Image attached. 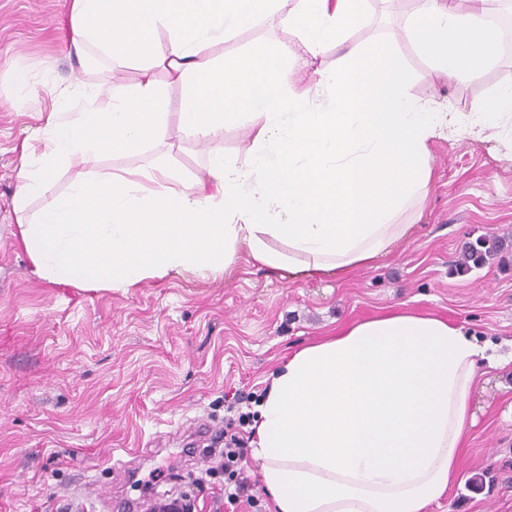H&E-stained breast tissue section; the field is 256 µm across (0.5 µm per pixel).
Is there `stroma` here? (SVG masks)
I'll list each match as a JSON object with an SVG mask.
<instances>
[{"label": "stroma", "mask_w": 512, "mask_h": 512, "mask_svg": "<svg viewBox=\"0 0 512 512\" xmlns=\"http://www.w3.org/2000/svg\"><path fill=\"white\" fill-rule=\"evenodd\" d=\"M70 0H0V512H71L79 484L106 488L112 463L136 452L138 473L163 468L164 488L187 490L165 464L198 447L183 424L225 428L227 396L258 405L265 379L288 353L340 325L395 308L433 311L512 352V120L479 139L443 136L430 145L433 176L410 236L370 264L339 277L293 275L239 251L227 273L180 275L128 290H94L38 275L13 208L23 149L41 148L54 105L80 111L82 88L135 82L141 64L69 53ZM354 42L385 40L401 52L408 91L438 107L472 103L512 85V56L478 79L439 83L402 31L399 7L364 0ZM295 30L258 25L206 48L234 70L248 48L294 39ZM26 73L19 89L16 73ZM173 105L167 135L136 154L60 166L28 208L35 216L70 185L164 158L180 189L200 175L210 144L186 136L176 111L185 88L153 71ZM509 248L479 266L461 261L477 238ZM476 425L459 480L428 512H512V363L480 377Z\"/></svg>", "instance_id": "35a3bbf8"}]
</instances>
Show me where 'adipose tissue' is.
I'll return each instance as SVG.
<instances>
[{
    "label": "adipose tissue",
    "instance_id": "1",
    "mask_svg": "<svg viewBox=\"0 0 512 512\" xmlns=\"http://www.w3.org/2000/svg\"><path fill=\"white\" fill-rule=\"evenodd\" d=\"M485 3L409 0L405 35L438 78L471 81L496 61ZM361 4L72 0L75 55L94 48L135 58L142 77L113 92L107 110L90 89L83 111L49 114L42 152L22 163L16 211L59 165L163 141L171 104L153 78L157 67L186 84L182 131L214 147L204 175L178 191L161 161L74 183L22 222L37 273L125 290L185 270H224L243 248L272 269L342 273L408 236L402 217L428 193L430 141L479 135L511 118L512 86L465 114L432 111L408 95L392 44L350 42ZM261 22L297 28L296 41L253 49L230 72L204 56L207 46ZM331 52L335 66H318ZM269 54L276 66L265 65ZM299 60L312 69L304 82L294 75ZM249 115L263 120L249 154L226 157L218 138ZM278 211L286 223H274ZM505 363L448 319L407 309L344 324L297 349L270 374L255 408L251 451L272 512H426L458 473L480 365Z\"/></svg>",
    "mask_w": 512,
    "mask_h": 512
}]
</instances>
